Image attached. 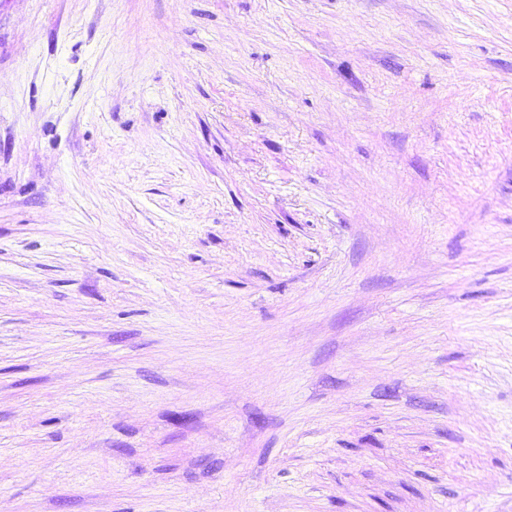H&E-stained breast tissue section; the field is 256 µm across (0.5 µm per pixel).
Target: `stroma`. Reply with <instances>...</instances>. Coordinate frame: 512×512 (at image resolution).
Masks as SVG:
<instances>
[{
	"label": "stroma",
	"mask_w": 512,
	"mask_h": 512,
	"mask_svg": "<svg viewBox=\"0 0 512 512\" xmlns=\"http://www.w3.org/2000/svg\"><path fill=\"white\" fill-rule=\"evenodd\" d=\"M0 512H512V0H0Z\"/></svg>",
	"instance_id": "1"
}]
</instances>
